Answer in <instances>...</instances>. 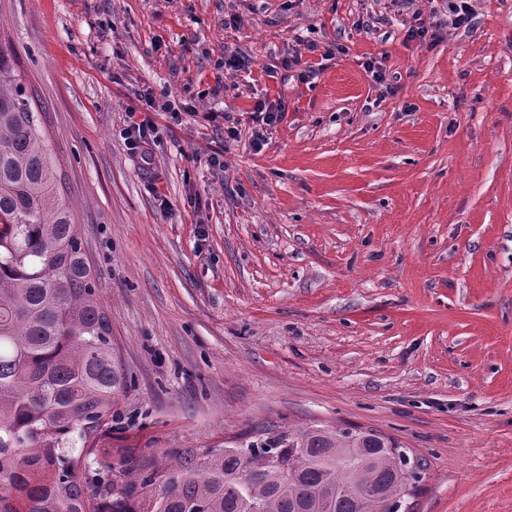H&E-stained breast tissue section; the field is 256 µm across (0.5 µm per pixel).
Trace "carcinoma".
Listing matches in <instances>:
<instances>
[{"label":"carcinoma","mask_w":512,"mask_h":512,"mask_svg":"<svg viewBox=\"0 0 512 512\" xmlns=\"http://www.w3.org/2000/svg\"><path fill=\"white\" fill-rule=\"evenodd\" d=\"M127 389L38 113L0 45V512H388L414 491L371 430L316 428L138 464L77 440Z\"/></svg>","instance_id":"obj_1"}]
</instances>
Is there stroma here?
Segmentation results:
<instances>
[{"label": "stroma", "instance_id": "stroma-1", "mask_svg": "<svg viewBox=\"0 0 512 512\" xmlns=\"http://www.w3.org/2000/svg\"><path fill=\"white\" fill-rule=\"evenodd\" d=\"M471 5L430 48L440 0H0L128 374L101 458L355 427L426 458L415 512H512V0ZM143 92L186 106L148 167ZM446 2L447 19L444 23L430 21L428 25L421 14L414 18L417 21L407 29V37L411 40L418 39L433 46L443 39V29L450 27L459 29L470 25L472 20L471 0H448ZM288 112L287 104L284 98L280 97L276 102H271L266 99H259L251 114V120L258 124L260 128L255 131L254 145L259 147L263 146L264 130L267 132L266 126L273 128L283 122ZM262 131V133H260Z\"/></svg>", "mask_w": 512, "mask_h": 512}]
</instances>
